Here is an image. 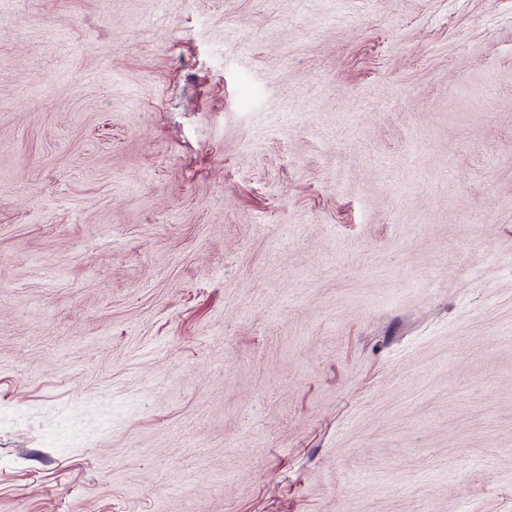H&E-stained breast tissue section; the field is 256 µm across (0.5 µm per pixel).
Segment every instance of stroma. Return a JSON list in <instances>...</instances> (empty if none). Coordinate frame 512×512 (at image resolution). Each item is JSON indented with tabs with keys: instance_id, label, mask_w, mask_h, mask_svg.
<instances>
[{
	"instance_id": "stroma-1",
	"label": "stroma",
	"mask_w": 512,
	"mask_h": 512,
	"mask_svg": "<svg viewBox=\"0 0 512 512\" xmlns=\"http://www.w3.org/2000/svg\"><path fill=\"white\" fill-rule=\"evenodd\" d=\"M0 512H512V0H0Z\"/></svg>"
}]
</instances>
